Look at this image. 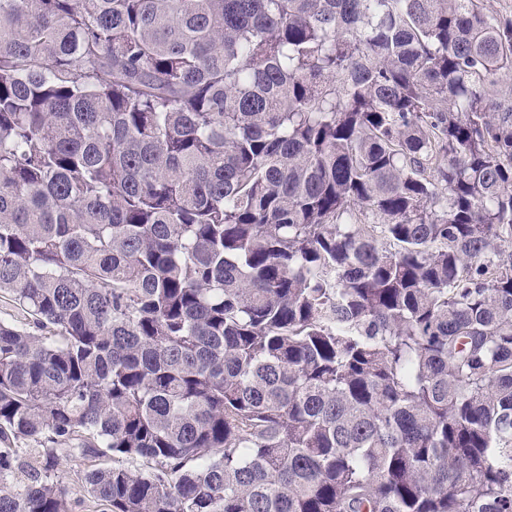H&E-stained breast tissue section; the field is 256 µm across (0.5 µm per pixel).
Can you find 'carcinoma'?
Listing matches in <instances>:
<instances>
[{
	"instance_id": "obj_1",
	"label": "carcinoma",
	"mask_w": 512,
	"mask_h": 512,
	"mask_svg": "<svg viewBox=\"0 0 512 512\" xmlns=\"http://www.w3.org/2000/svg\"><path fill=\"white\" fill-rule=\"evenodd\" d=\"M0 294V512H512V15L0 0ZM91 458H67L60 462L58 467V479L67 490L68 496L73 503L74 512H107L105 506L94 501L86 493L82 483L77 480V474L89 465L95 464Z\"/></svg>"
}]
</instances>
